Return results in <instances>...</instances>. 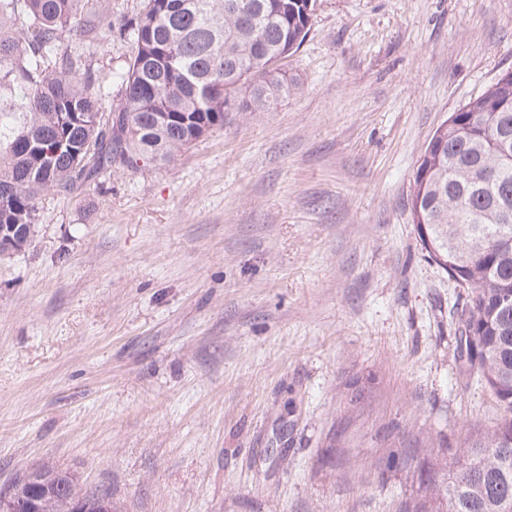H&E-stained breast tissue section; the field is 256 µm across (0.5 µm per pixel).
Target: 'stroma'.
I'll return each mask as SVG.
<instances>
[{"mask_svg":"<svg viewBox=\"0 0 512 512\" xmlns=\"http://www.w3.org/2000/svg\"><path fill=\"white\" fill-rule=\"evenodd\" d=\"M121 102L126 37H62ZM272 111L38 201L0 254V489L74 473L118 512H407L504 412L410 194L512 70V0H318Z\"/></svg>","mask_w":512,"mask_h":512,"instance_id":"1","label":"stroma"}]
</instances>
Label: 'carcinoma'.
I'll return each mask as SVG.
<instances>
[{
  "instance_id": "obj_1",
  "label": "carcinoma",
  "mask_w": 512,
  "mask_h": 512,
  "mask_svg": "<svg viewBox=\"0 0 512 512\" xmlns=\"http://www.w3.org/2000/svg\"><path fill=\"white\" fill-rule=\"evenodd\" d=\"M316 0H143L118 33L135 52L121 105L103 119L94 74L60 49L64 33L112 32L93 0H0V226L15 251L48 191L102 184L112 165L174 161L224 126L228 112H268L296 86L283 61L310 31ZM512 73L493 81L431 137L410 196L412 223L448 277L468 290L459 357L509 413L477 435L443 475L427 470L429 503L414 512H512ZM40 512H96L68 470L41 466Z\"/></svg>"
}]
</instances>
